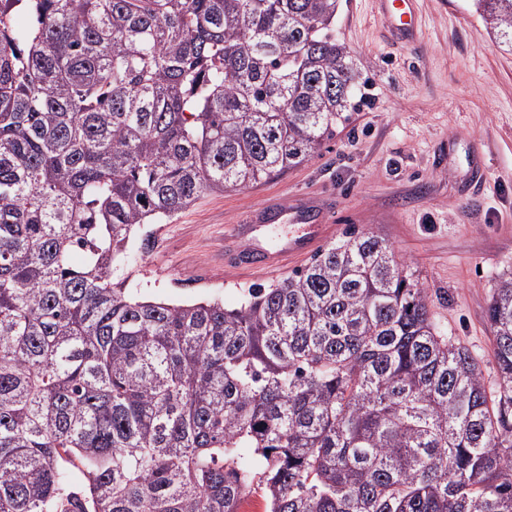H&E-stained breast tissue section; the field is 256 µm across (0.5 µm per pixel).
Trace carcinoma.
<instances>
[{
  "mask_svg": "<svg viewBox=\"0 0 512 512\" xmlns=\"http://www.w3.org/2000/svg\"><path fill=\"white\" fill-rule=\"evenodd\" d=\"M339 7L0 0V512H512V270L492 395L373 232L234 308L130 291L135 228L336 134Z\"/></svg>",
  "mask_w": 512,
  "mask_h": 512,
  "instance_id": "1",
  "label": "carcinoma"
}]
</instances>
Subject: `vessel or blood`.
Instances as JSON below:
<instances>
[{
    "instance_id": "b4317fda",
    "label": "vessel or blood",
    "mask_w": 512,
    "mask_h": 512,
    "mask_svg": "<svg viewBox=\"0 0 512 512\" xmlns=\"http://www.w3.org/2000/svg\"><path fill=\"white\" fill-rule=\"evenodd\" d=\"M420 0H372L385 38L392 45L414 49L422 39L416 23ZM329 224H296L288 234L271 235L266 229L233 224L224 229V264L237 270L263 269L290 258L308 255L326 242Z\"/></svg>"
}]
</instances>
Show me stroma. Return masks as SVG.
Listing matches in <instances>:
<instances>
[{"label":"stroma","mask_w":512,"mask_h":512,"mask_svg":"<svg viewBox=\"0 0 512 512\" xmlns=\"http://www.w3.org/2000/svg\"><path fill=\"white\" fill-rule=\"evenodd\" d=\"M425 45L387 46L370 0H341L336 38L350 51L363 100L318 155L239 190L206 193L160 226L152 249L133 247L142 297L236 306L249 289L301 269L236 272L219 263L224 228L267 202L323 206L337 235L386 238L416 270L431 313L477 356L488 389L499 377L485 311L512 270V52L497 44L473 0H421ZM487 184L465 191L472 162Z\"/></svg>","instance_id":"stroma-1"}]
</instances>
